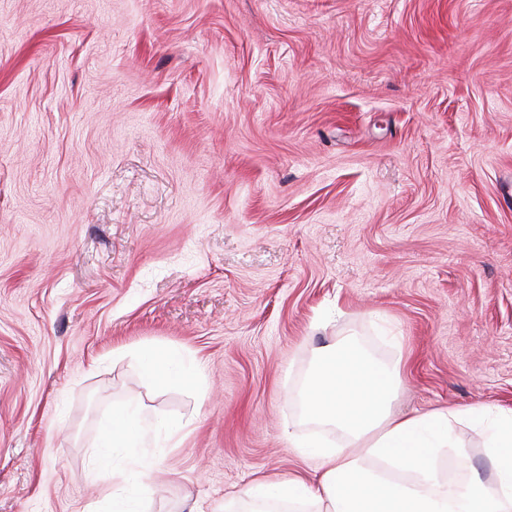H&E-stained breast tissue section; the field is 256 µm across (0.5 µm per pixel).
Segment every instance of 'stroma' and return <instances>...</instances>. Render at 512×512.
Listing matches in <instances>:
<instances>
[{
    "label": "stroma",
    "mask_w": 512,
    "mask_h": 512,
    "mask_svg": "<svg viewBox=\"0 0 512 512\" xmlns=\"http://www.w3.org/2000/svg\"><path fill=\"white\" fill-rule=\"evenodd\" d=\"M347 336L394 415L512 408V0H0V512H108L121 408L141 512L313 477ZM436 466L494 479L472 426ZM177 356L166 349H154L148 353L142 365L143 376L150 382L163 385L178 381L185 375L183 369H178ZM147 427L140 413L134 410H123L112 416V421L101 431L99 453L93 460V467L99 473L112 469V477H122L123 473L114 468V453L118 448H126L134 441L145 436Z\"/></svg>",
    "instance_id": "1"
}]
</instances>
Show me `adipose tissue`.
I'll use <instances>...</instances> for the list:
<instances>
[{
  "label": "adipose tissue",
  "instance_id": "ef3b65f1",
  "mask_svg": "<svg viewBox=\"0 0 512 512\" xmlns=\"http://www.w3.org/2000/svg\"><path fill=\"white\" fill-rule=\"evenodd\" d=\"M325 367L311 376L298 398L305 416L341 430L357 451L321 448L315 479L291 473L258 477L239 494V512H287L290 504L314 512H512V409L466 408L425 415H391L389 404L399 382L400 359L383 366L358 351L324 349ZM480 424L485 430L493 485L480 477L464 483L440 479L432 466L448 445V421ZM140 413L123 410L101 431L93 461L97 472L114 467V453L145 436ZM379 458L411 472L402 482L367 467Z\"/></svg>",
  "mask_w": 512,
  "mask_h": 512
}]
</instances>
